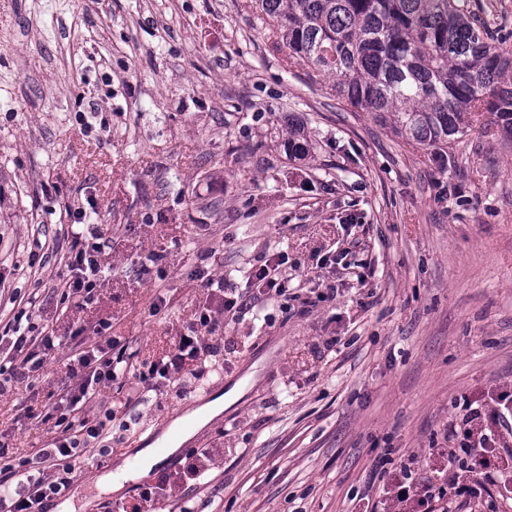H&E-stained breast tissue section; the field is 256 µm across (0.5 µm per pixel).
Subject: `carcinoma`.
Listing matches in <instances>:
<instances>
[{"label":"carcinoma","instance_id":"obj_1","mask_svg":"<svg viewBox=\"0 0 512 512\" xmlns=\"http://www.w3.org/2000/svg\"><path fill=\"white\" fill-rule=\"evenodd\" d=\"M289 58L336 80V96L448 155L481 112L512 139V40L469 0H256Z\"/></svg>","mask_w":512,"mask_h":512}]
</instances>
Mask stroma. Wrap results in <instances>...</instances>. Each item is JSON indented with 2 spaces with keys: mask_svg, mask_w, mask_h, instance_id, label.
<instances>
[{
  "mask_svg": "<svg viewBox=\"0 0 512 512\" xmlns=\"http://www.w3.org/2000/svg\"><path fill=\"white\" fill-rule=\"evenodd\" d=\"M288 53L252 0H0V329L27 311L58 342L0 392V458L54 436L40 416L100 323L137 369L256 292V268L284 276L212 336L201 379L143 404L98 388L85 410L112 411L108 432L45 512H112L164 473L174 489L140 512H364L407 478L444 486L468 407L512 410V141L474 133L440 163ZM292 119L310 160L284 149ZM80 222L102 271L91 303L63 307ZM155 252L162 273H143ZM219 397L138 477L177 416ZM486 459L494 483L459 512H512V435ZM122 465L119 490L96 484Z\"/></svg>",
  "mask_w": 512,
  "mask_h": 512,
  "instance_id": "obj_1",
  "label": "stroma"
}]
</instances>
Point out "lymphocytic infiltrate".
Listing matches in <instances>:
<instances>
[{"label": "lymphocytic infiltrate", "mask_w": 512, "mask_h": 512, "mask_svg": "<svg viewBox=\"0 0 512 512\" xmlns=\"http://www.w3.org/2000/svg\"><path fill=\"white\" fill-rule=\"evenodd\" d=\"M102 248V243L88 245L81 235H74L72 256L68 264L71 275L63 279L59 288L61 303L92 301L96 288L95 276L100 270L98 256ZM222 326V320L209 313L202 314L190 334L179 337L167 360L135 372L131 371L119 354L107 351L98 354L91 351L76 353L75 360L83 378L68 391L65 401L70 411L80 415L81 420L78 425H66L62 435L49 441L45 448L39 449L24 470H17L12 464L0 461V512H43L45 500L71 486L74 472L72 460L79 436L95 439L105 429L103 421H92L82 416L83 405L90 399L91 385L107 384L119 378H133L130 399L138 402L159 383L182 384L189 373L191 362L207 350V337L214 335ZM31 331V325L17 317L0 332L12 337L15 352L22 354L19 367L36 375L43 369L45 360L35 357L30 351L31 346L39 343L49 350L53 348L54 341L49 336H32Z\"/></svg>", "instance_id": "obj_1"}]
</instances>
